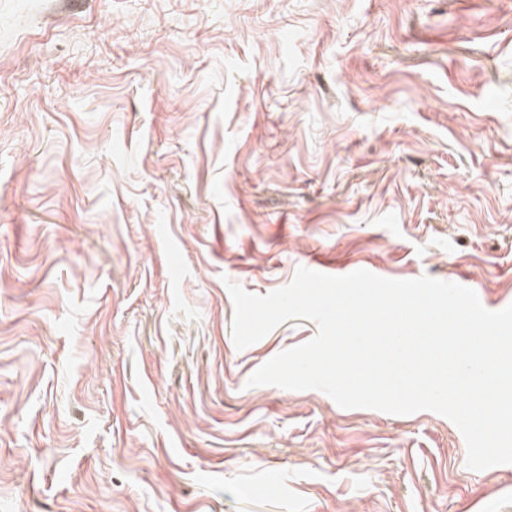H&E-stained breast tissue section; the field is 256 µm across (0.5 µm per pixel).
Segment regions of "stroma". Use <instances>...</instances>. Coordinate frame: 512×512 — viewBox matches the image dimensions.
<instances>
[{"label":"stroma","instance_id":"1","mask_svg":"<svg viewBox=\"0 0 512 512\" xmlns=\"http://www.w3.org/2000/svg\"><path fill=\"white\" fill-rule=\"evenodd\" d=\"M512 302V0H0V512H512L430 411L248 386L235 282Z\"/></svg>","mask_w":512,"mask_h":512}]
</instances>
